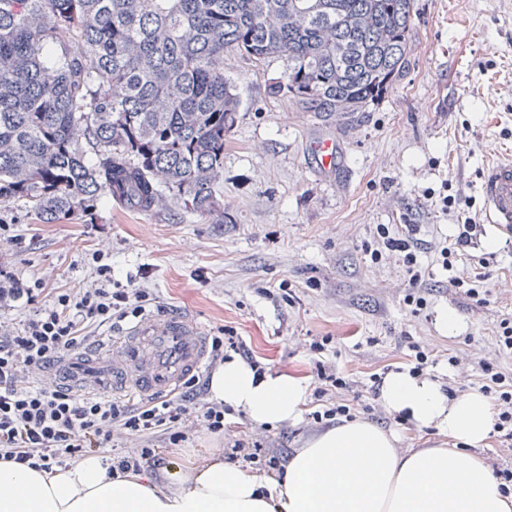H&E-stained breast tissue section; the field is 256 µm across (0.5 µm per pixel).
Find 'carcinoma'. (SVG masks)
I'll return each instance as SVG.
<instances>
[{"instance_id":"obj_1","label":"carcinoma","mask_w":512,"mask_h":512,"mask_svg":"<svg viewBox=\"0 0 512 512\" xmlns=\"http://www.w3.org/2000/svg\"><path fill=\"white\" fill-rule=\"evenodd\" d=\"M362 13L373 26L342 24ZM414 14L415 0H0V203L36 196L45 224L105 195L222 214L241 106L224 56H286L270 94L353 118L404 75Z\"/></svg>"}]
</instances>
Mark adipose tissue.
Wrapping results in <instances>:
<instances>
[{
	"label": "adipose tissue",
	"instance_id": "ef3b65f1",
	"mask_svg": "<svg viewBox=\"0 0 512 512\" xmlns=\"http://www.w3.org/2000/svg\"><path fill=\"white\" fill-rule=\"evenodd\" d=\"M211 391L259 425L296 421L308 397L302 382L256 376L236 359L214 375ZM381 398L416 426L447 434L453 449L401 453L394 435L347 420L269 482L216 461L166 491L145 476H111L97 455L50 472L3 463L0 512H512V496L502 494L483 458L472 454L492 423L484 396L452 399L440 384L398 372L384 381Z\"/></svg>",
	"mask_w": 512,
	"mask_h": 512
}]
</instances>
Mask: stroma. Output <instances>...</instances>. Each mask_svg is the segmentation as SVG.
Listing matches in <instances>:
<instances>
[{"mask_svg":"<svg viewBox=\"0 0 512 512\" xmlns=\"http://www.w3.org/2000/svg\"><path fill=\"white\" fill-rule=\"evenodd\" d=\"M415 4L406 73L348 127L269 93V81L288 70L286 57H225L241 108L224 144L223 223L168 196L149 213L105 203L45 224L36 199L21 198L0 205V263L26 278L49 276L55 292L84 288L94 277L91 255L106 242L114 279L148 289L152 313L187 314L210 336L233 331L267 373L315 389L309 345L325 336L324 360L342 372L357 404L376 405L374 376L408 372L414 339L435 360L426 378L458 396L474 392L448 358L494 357L512 368V354H496L494 340L512 311V244L483 224L458 256V268L481 273L483 301L452 287L435 249L462 217L480 214L482 168L512 151V0ZM326 140L338 147L329 171L314 155ZM442 192L457 200L445 212L435 200ZM380 224L394 235L418 227L427 300L420 313L397 292L401 263L391 256L375 264L365 251ZM447 312L458 317L456 330L444 325ZM315 409L306 404L298 421L263 428L240 409L226 420L244 434L265 431L274 455L289 458L318 438L308 419ZM383 429L407 452L450 445L437 429L407 420ZM224 446L198 427L171 449L157 485L195 475Z\"/></svg>","mask_w":512,"mask_h":512,"instance_id":"35a3bbf8","label":"stroma"}]
</instances>
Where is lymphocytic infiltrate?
<instances>
[{
  "instance_id": "f902f5d3",
  "label": "lymphocytic infiltrate",
  "mask_w": 512,
  "mask_h": 512,
  "mask_svg": "<svg viewBox=\"0 0 512 512\" xmlns=\"http://www.w3.org/2000/svg\"><path fill=\"white\" fill-rule=\"evenodd\" d=\"M377 248L372 261H382L387 253H399L409 287L405 305L421 311L427 301L418 289L422 272L411 238H394L387 225L376 228ZM97 285L55 293L48 302L40 297L46 291L45 278L27 279L0 264V312L20 305L32 306V315L19 331L0 329V462L14 463L49 471L69 466L73 459L89 452L106 454L112 475L126 477L146 469L166 465L162 451L142 444V437L164 428L171 445H179L196 425L214 434L225 429L223 402L209 397V375L232 356H239L263 374L264 363L247 353L239 337L214 336L205 375H194L185 382L186 391L177 398H163L132 409L118 400L97 396L79 397L57 384H27L26 376L41 372L87 344L89 326L114 325L141 317L152 304L148 291L115 281L108 252H93ZM318 385L314 397L320 404L312 412L314 424L342 417L352 418L355 405L349 399V385L335 367L315 363ZM479 392L494 403L491 434L505 448L512 447V372L497 362L479 363ZM138 437L135 448L113 453L115 433Z\"/></svg>"
}]
</instances>
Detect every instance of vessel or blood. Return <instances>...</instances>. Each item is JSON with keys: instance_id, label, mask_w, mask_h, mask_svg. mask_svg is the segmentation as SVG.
I'll list each match as a JSON object with an SVG mask.
<instances>
[{"instance_id": "1", "label": "vessel or blood", "mask_w": 512, "mask_h": 512, "mask_svg": "<svg viewBox=\"0 0 512 512\" xmlns=\"http://www.w3.org/2000/svg\"><path fill=\"white\" fill-rule=\"evenodd\" d=\"M479 195L485 219L497 233L512 240V154L486 165ZM112 361V389L141 396L174 392L206 363L209 339L184 313L149 317L125 336L107 343Z\"/></svg>"}]
</instances>
